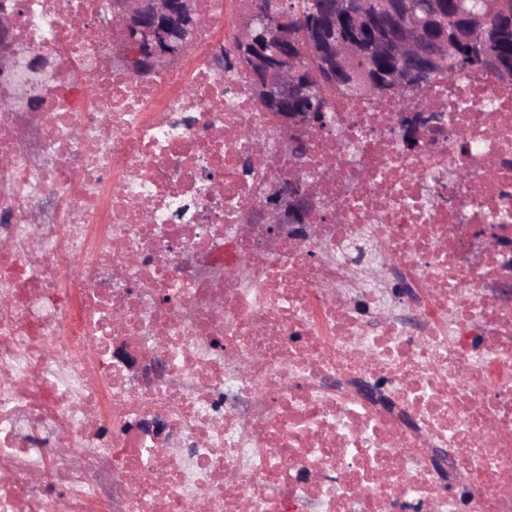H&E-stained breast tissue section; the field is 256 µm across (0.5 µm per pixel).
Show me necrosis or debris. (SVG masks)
Segmentation results:
<instances>
[{
    "label": "necrosis or debris",
    "instance_id": "obj_1",
    "mask_svg": "<svg viewBox=\"0 0 512 512\" xmlns=\"http://www.w3.org/2000/svg\"><path fill=\"white\" fill-rule=\"evenodd\" d=\"M195 5L143 79L109 0H0L47 64L0 78V512H512V83L333 96L299 156L215 65L254 0ZM308 201L309 195L307 191H303L296 183L289 185L286 207L291 223H297L303 217L309 205Z\"/></svg>",
    "mask_w": 512,
    "mask_h": 512
}]
</instances>
